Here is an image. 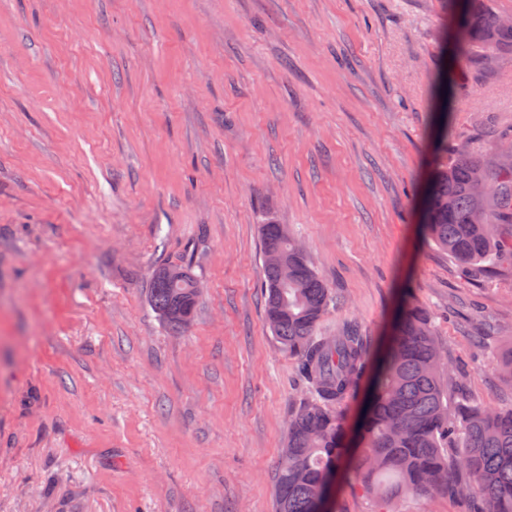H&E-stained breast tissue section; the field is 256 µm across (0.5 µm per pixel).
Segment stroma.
<instances>
[{
  "mask_svg": "<svg viewBox=\"0 0 512 512\" xmlns=\"http://www.w3.org/2000/svg\"><path fill=\"white\" fill-rule=\"evenodd\" d=\"M448 0H0V512H272L305 386L269 332L259 225L301 239L373 344L412 298L450 400L512 407V265L423 237ZM512 130V55L453 104ZM186 265L181 334L148 305ZM333 512H376L354 475ZM199 282L185 265H166L152 275L148 302L162 325L174 333L185 332L199 302Z\"/></svg>",
  "mask_w": 512,
  "mask_h": 512,
  "instance_id": "stroma-1",
  "label": "stroma"
}]
</instances>
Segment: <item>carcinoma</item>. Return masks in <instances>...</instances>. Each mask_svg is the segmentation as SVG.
<instances>
[{
    "instance_id": "carcinoma-1",
    "label": "carcinoma",
    "mask_w": 512,
    "mask_h": 512,
    "mask_svg": "<svg viewBox=\"0 0 512 512\" xmlns=\"http://www.w3.org/2000/svg\"><path fill=\"white\" fill-rule=\"evenodd\" d=\"M454 70L444 94L461 91L458 74L473 80L495 56L512 53V26H500L492 0H448ZM448 163L433 168L421 230L465 272L503 257L512 260V164L488 166L467 146L448 145ZM484 171L494 192L479 200L476 175ZM484 223H472L475 209ZM266 321L272 336L298 364L309 396L288 423L274 481V512H314L331 476L349 463L364 491L379 506L409 493L448 495L482 507L473 512H512V408L498 410L467 400L449 401L442 380L444 358L430 316L408 299L398 310L385 346L375 351L357 326L334 336L319 326L336 297L311 266L295 236L268 218L260 225ZM199 282L185 265L152 275L148 302L162 325L185 332L199 302ZM499 375L512 388V346L498 359ZM367 394L349 455L347 411Z\"/></svg>"
}]
</instances>
